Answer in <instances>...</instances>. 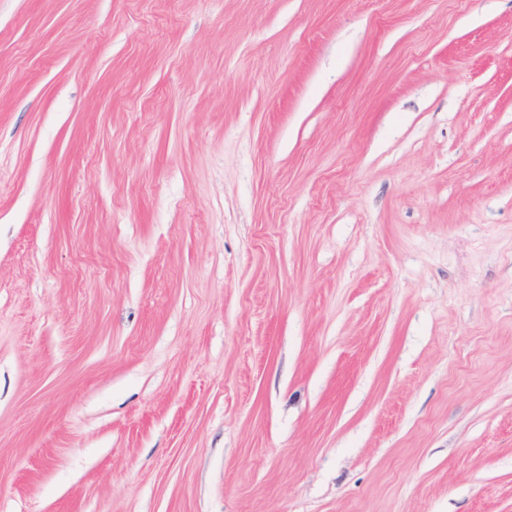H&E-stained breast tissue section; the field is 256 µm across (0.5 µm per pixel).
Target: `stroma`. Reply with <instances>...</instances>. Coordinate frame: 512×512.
Wrapping results in <instances>:
<instances>
[{"mask_svg": "<svg viewBox=\"0 0 512 512\" xmlns=\"http://www.w3.org/2000/svg\"><path fill=\"white\" fill-rule=\"evenodd\" d=\"M0 512H512V0H0Z\"/></svg>", "mask_w": 512, "mask_h": 512, "instance_id": "35a3bbf8", "label": "stroma"}]
</instances>
